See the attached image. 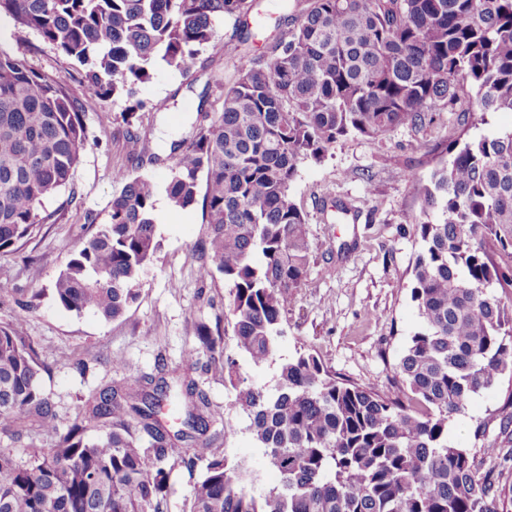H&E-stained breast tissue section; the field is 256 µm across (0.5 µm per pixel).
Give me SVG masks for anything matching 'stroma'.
<instances>
[{
  "label": "stroma",
  "instance_id": "obj_1",
  "mask_svg": "<svg viewBox=\"0 0 512 512\" xmlns=\"http://www.w3.org/2000/svg\"><path fill=\"white\" fill-rule=\"evenodd\" d=\"M283 5L284 0H253V36L245 43L233 22L215 17L214 41L188 70L156 61L152 81L135 88L145 107L131 126L123 121L127 98H98L51 46L34 34L18 38L13 21L0 17V49L59 76L81 105L88 137L72 183L43 204L45 211H61V219L43 225L23 250L0 255V284L14 290L13 299L0 304V325L13 319L19 301L32 291L51 287L94 225L108 223L118 189L115 169L137 168L157 190L154 218L161 248L143 270L140 296L123 317L106 322L90 311L76 314L48 296L26 316L28 336L52 363L40 385L61 423L81 421L86 399L105 385L132 384L145 374L187 377L207 393L218 413L235 417L239 432L226 442L229 457L258 468L262 451L246 431V415L234 407L223 356L235 357L242 377L269 390L276 386L280 361L310 351L341 378L384 395L396 392L394 366L422 327L410 297L411 267L422 248L414 232L423 217L418 183L428 180L437 165L414 152L412 144L418 138L433 144L462 135L491 136L512 128V114L490 112L485 123H478L475 96L468 91L451 111L435 113L423 131L400 127L376 139L345 137L329 147L323 162L300 163L291 195L306 217L314 264L282 323L274 361L253 365L235 347L223 276L205 278L200 273L207 261L202 209L171 207L165 186L173 144L190 141L217 118L223 84L235 78L242 53H267L273 19L283 14ZM163 99L169 102L167 110L151 111V104ZM131 130L149 137L159 162L133 165L127 143ZM370 182L376 188L371 196L366 193ZM332 199L351 203L357 216L339 220L324 212V201ZM197 320L218 327L223 354L202 352L194 360L185 359V351L196 343ZM116 357L124 358L122 369L113 367ZM511 397L509 370L449 419V443L475 453L484 441L499 437L504 420L512 415L507 405Z\"/></svg>",
  "mask_w": 512,
  "mask_h": 512
}]
</instances>
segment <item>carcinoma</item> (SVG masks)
Listing matches in <instances>:
<instances>
[{"instance_id":"1","label":"carcinoma","mask_w":512,"mask_h":512,"mask_svg":"<svg viewBox=\"0 0 512 512\" xmlns=\"http://www.w3.org/2000/svg\"><path fill=\"white\" fill-rule=\"evenodd\" d=\"M276 20L266 55L244 53L224 86L222 112L188 143L173 145L170 204L202 203L209 263L230 288L236 348L256 366L273 359L283 318L304 285L314 246L291 198L305 159L322 162L340 137L376 139L421 131L431 112L475 91L478 110L512 112V0H306ZM250 0H0L17 32L36 34L99 98L134 95L154 59L190 68L215 38L213 18L248 40ZM129 156L156 162L147 138L129 135ZM87 144L84 113L57 78L0 49V253L17 252L58 213L43 200L71 184ZM445 159L422 188L415 224L423 248L411 300L423 321L399 361L398 393L336 377L311 352L279 364L275 391L245 383L224 358L235 407L248 420L275 484L258 487L243 460L212 447L217 413L192 380L184 415L158 417L172 386L142 377L87 402L85 423L60 426L39 378L51 368L24 318L0 325V435L18 442L36 419L49 446L31 440L26 459L0 448V512H162L169 455L205 470L189 512H512L498 449L481 460L448 443V419L512 369V308L488 288H512V129L443 141ZM110 218L72 253L51 288L75 313L116 320L139 296L140 273L160 247L155 183L119 168ZM200 351L222 336L194 322ZM104 435L89 439L87 425Z\"/></svg>"}]
</instances>
